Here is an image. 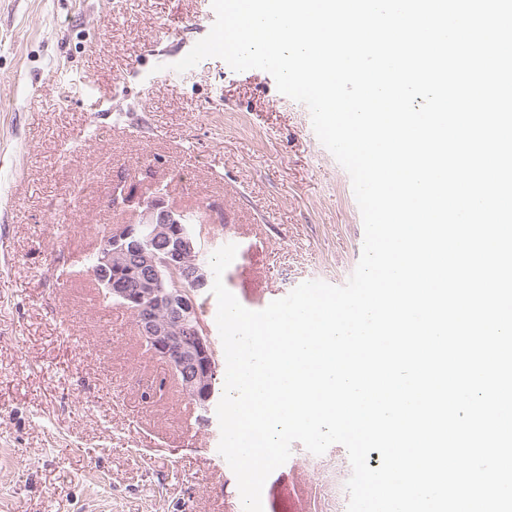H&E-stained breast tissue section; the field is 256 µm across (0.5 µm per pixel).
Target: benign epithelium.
I'll return each mask as SVG.
<instances>
[{"mask_svg": "<svg viewBox=\"0 0 512 512\" xmlns=\"http://www.w3.org/2000/svg\"><path fill=\"white\" fill-rule=\"evenodd\" d=\"M132 262V285L119 279L113 261ZM92 276L119 305L130 309L155 356L172 369L196 409L209 410L220 364L199 313L209 284L198 241L185 214L159 199L143 203L130 224H115L96 246Z\"/></svg>", "mask_w": 512, "mask_h": 512, "instance_id": "1", "label": "benign epithelium"}]
</instances>
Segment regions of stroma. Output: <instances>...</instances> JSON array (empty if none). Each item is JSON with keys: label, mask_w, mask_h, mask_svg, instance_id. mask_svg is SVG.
Segmentation results:
<instances>
[{"label": "stroma", "mask_w": 512, "mask_h": 512, "mask_svg": "<svg viewBox=\"0 0 512 512\" xmlns=\"http://www.w3.org/2000/svg\"><path fill=\"white\" fill-rule=\"evenodd\" d=\"M211 0H0V512H227L237 480L215 411L152 356L130 311L96 305L76 259L113 225L126 181L196 214L245 308L308 280L344 285L364 231L348 172L271 74L207 58ZM263 512H347L322 487L345 457L300 443Z\"/></svg>", "instance_id": "obj_1"}]
</instances>
